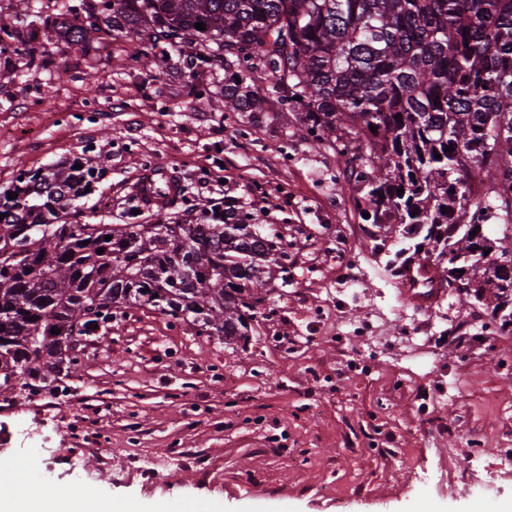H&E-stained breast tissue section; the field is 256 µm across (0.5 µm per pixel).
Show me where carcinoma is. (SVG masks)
<instances>
[{
    "label": "carcinoma",
    "mask_w": 512,
    "mask_h": 512,
    "mask_svg": "<svg viewBox=\"0 0 512 512\" xmlns=\"http://www.w3.org/2000/svg\"><path fill=\"white\" fill-rule=\"evenodd\" d=\"M18 2L22 22L86 53L122 38L148 65L170 46L191 77L224 71L228 111L288 107L303 138L355 177L336 189L369 213L395 274L421 255L446 262L441 283L512 326L501 264L512 244L486 231L512 224V0ZM81 163L22 168L0 192V392L59 381L74 344L130 308L244 339L275 273L288 282L282 236L232 202L184 224L69 222L101 176ZM474 172L491 190L484 202L468 195Z\"/></svg>",
    "instance_id": "cac0c4a2"
}]
</instances>
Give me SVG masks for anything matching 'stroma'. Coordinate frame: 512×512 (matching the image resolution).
I'll use <instances>...</instances> for the list:
<instances>
[{
    "mask_svg": "<svg viewBox=\"0 0 512 512\" xmlns=\"http://www.w3.org/2000/svg\"><path fill=\"white\" fill-rule=\"evenodd\" d=\"M32 49L34 67L17 59L0 82V191L20 168L80 156L102 172L86 222L152 224L128 199L162 164L184 192L177 218L237 202L287 239L288 278L244 344L151 310L113 318L76 349L66 400H0V470L41 449L51 489L81 474L116 512H478L485 480L512 508L497 455L512 448V333L451 288L430 309L403 303L336 190L333 153L272 113L225 111L209 75L198 102L183 71L143 66L126 40L88 56L56 39ZM320 178L323 196L285 192ZM142 461L164 478L144 479Z\"/></svg>",
    "mask_w": 512,
    "mask_h": 512,
    "instance_id": "obj_1",
    "label": "stroma"
}]
</instances>
